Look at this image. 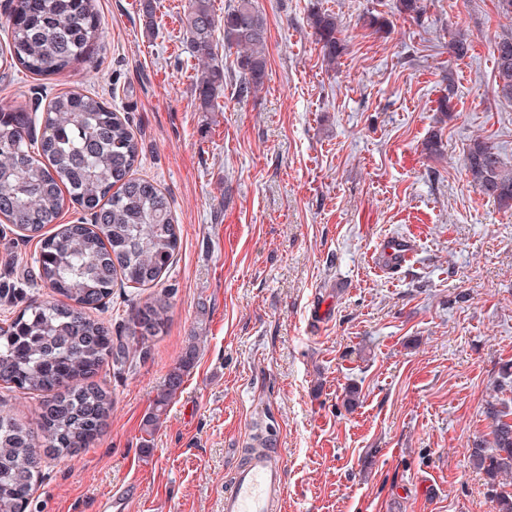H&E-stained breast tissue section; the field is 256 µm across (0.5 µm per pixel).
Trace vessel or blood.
I'll return each mask as SVG.
<instances>
[{"instance_id":"vessel-or-blood-1","label":"vessel or blood","mask_w":512,"mask_h":512,"mask_svg":"<svg viewBox=\"0 0 512 512\" xmlns=\"http://www.w3.org/2000/svg\"><path fill=\"white\" fill-rule=\"evenodd\" d=\"M418 249L407 236L385 237L378 245L376 260L388 273L414 266ZM287 486L282 457L277 448L246 457L233 471L224 493L223 512H283Z\"/></svg>"}]
</instances>
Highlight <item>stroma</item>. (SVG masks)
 I'll use <instances>...</instances> for the list:
<instances>
[{
    "label": "stroma",
    "mask_w": 512,
    "mask_h": 512,
    "mask_svg": "<svg viewBox=\"0 0 512 512\" xmlns=\"http://www.w3.org/2000/svg\"><path fill=\"white\" fill-rule=\"evenodd\" d=\"M142 2L96 0L98 37L69 71L0 70V108L42 114L80 92L121 112L138 176L180 229L159 283L163 335L132 365H104L107 428L78 457L48 461L27 512H97L130 483L139 496L126 512H223L238 451L261 434L280 448L287 512H491L468 450L491 439L488 403L512 407V213L464 160L480 137L512 166V100L494 83L512 16L497 0H425L419 22L395 0H256L265 85L239 97L228 54L218 106L204 112L188 0H152L149 19ZM324 10L347 43L331 67L309 21ZM445 94L449 118L436 110ZM391 234L413 237L419 259L386 274L375 248ZM39 251L0 219V323L48 298ZM150 293L114 288L97 316L124 335ZM321 297L333 307L320 326ZM192 343L193 365L146 432Z\"/></svg>",
    "instance_id": "obj_1"
}]
</instances>
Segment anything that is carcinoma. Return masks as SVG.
<instances>
[{
	"label": "carcinoma",
	"instance_id": "cac0c4a2",
	"mask_svg": "<svg viewBox=\"0 0 512 512\" xmlns=\"http://www.w3.org/2000/svg\"><path fill=\"white\" fill-rule=\"evenodd\" d=\"M399 13L420 21L424 0H396ZM186 32L202 63L196 80L200 108L215 110L224 87V46L238 50V95L264 86L268 72L266 16L254 0H230L224 19L212 0H188ZM311 27L323 59L333 63L345 51L335 16L316 12ZM11 41L0 53L4 69L34 75L62 73L82 61L96 38L94 0H14ZM495 84L512 99V36L495 42ZM41 138L32 136L34 119L23 108L0 111V217L26 237H40L57 223L63 192L91 215L90 222L63 224L41 237L37 276L53 297L32 301L0 326V384L23 395L39 393L37 427L30 428L0 410V512H26L46 459L73 458L101 436L112 413V393L94 380L107 359L146 356L164 332L170 309L165 291L139 303L126 340L114 341L109 326L91 315L112 298L117 285L153 287L173 263L179 247L177 224L167 196L151 181L135 176L138 141L128 122L108 111L101 98L63 93L48 107ZM465 168L472 182L503 210H512V167L484 140L470 144ZM185 352L170 374L146 420L154 430L180 389L183 373L196 358ZM492 446L468 449L472 464L487 477L492 512H512V413L492 405Z\"/></svg>",
	"mask_w": 512,
	"mask_h": 512
}]
</instances>
